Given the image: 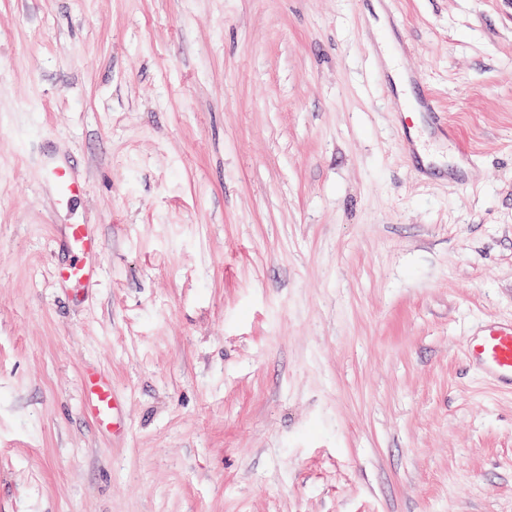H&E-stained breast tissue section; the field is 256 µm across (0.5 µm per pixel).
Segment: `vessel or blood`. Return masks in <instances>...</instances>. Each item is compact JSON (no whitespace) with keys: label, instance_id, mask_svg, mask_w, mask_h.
<instances>
[{"label":"vessel or blood","instance_id":"vessel-or-blood-1","mask_svg":"<svg viewBox=\"0 0 512 512\" xmlns=\"http://www.w3.org/2000/svg\"><path fill=\"white\" fill-rule=\"evenodd\" d=\"M67 238L72 245L68 264L58 277L64 283H87L96 278L100 267L102 241L92 227L74 224ZM466 358L494 381L512 387V324L491 325L480 335L466 339ZM84 410L103 430H118L121 421L112 394V380L98 371L86 372L82 379Z\"/></svg>","mask_w":512,"mask_h":512}]
</instances>
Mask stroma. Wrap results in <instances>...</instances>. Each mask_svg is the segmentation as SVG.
Wrapping results in <instances>:
<instances>
[{
	"instance_id": "obj_1",
	"label": "stroma",
	"mask_w": 512,
	"mask_h": 512,
	"mask_svg": "<svg viewBox=\"0 0 512 512\" xmlns=\"http://www.w3.org/2000/svg\"><path fill=\"white\" fill-rule=\"evenodd\" d=\"M491 321L512 0H0V512H512V393L461 347ZM67 238L71 242L73 254L69 263L59 269V280L64 283L92 281L100 267V236L88 225L72 224L68 228ZM84 410L103 430L111 432L121 427L116 401L112 394V379L98 371H87L82 379Z\"/></svg>"
}]
</instances>
